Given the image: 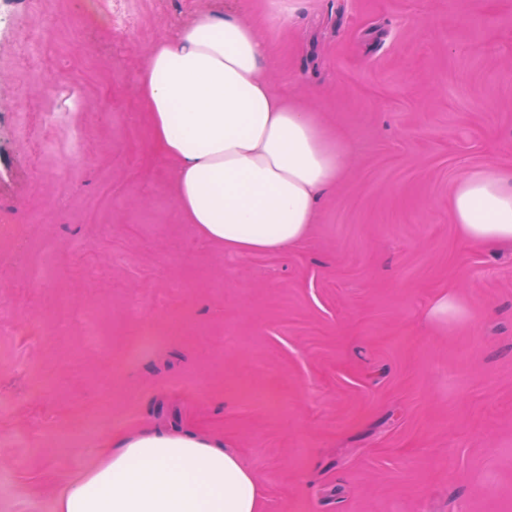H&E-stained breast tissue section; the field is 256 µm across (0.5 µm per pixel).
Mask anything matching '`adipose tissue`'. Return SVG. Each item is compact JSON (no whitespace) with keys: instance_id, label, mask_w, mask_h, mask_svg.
Returning <instances> with one entry per match:
<instances>
[{"instance_id":"obj_1","label":"adipose tissue","mask_w":512,"mask_h":512,"mask_svg":"<svg viewBox=\"0 0 512 512\" xmlns=\"http://www.w3.org/2000/svg\"><path fill=\"white\" fill-rule=\"evenodd\" d=\"M279 65L255 22L204 13L154 44L139 74L182 221L243 255L301 245L350 154L314 107L272 89ZM449 217L468 243L512 247V174L482 167L463 176ZM53 499V512H263V492L238 454L192 433L153 430L110 440Z\"/></svg>"}]
</instances>
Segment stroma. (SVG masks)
Returning <instances> with one entry per match:
<instances>
[{"instance_id":"35a3bbf8","label":"stroma","mask_w":512,"mask_h":512,"mask_svg":"<svg viewBox=\"0 0 512 512\" xmlns=\"http://www.w3.org/2000/svg\"><path fill=\"white\" fill-rule=\"evenodd\" d=\"M128 6L132 34L93 14L78 38L81 0H0V512H52L61 478L141 428L222 441L263 512H512V251L448 216L467 172H512V0ZM214 10L255 21L273 88L352 145L285 253L201 239L153 150L145 58ZM34 65L77 96L51 124ZM447 292L462 313L434 317ZM56 24V19L53 16H46L43 19L41 26L32 31L26 42V48L30 55L36 56L40 53L43 45L45 44L50 32Z\"/></svg>"}]
</instances>
